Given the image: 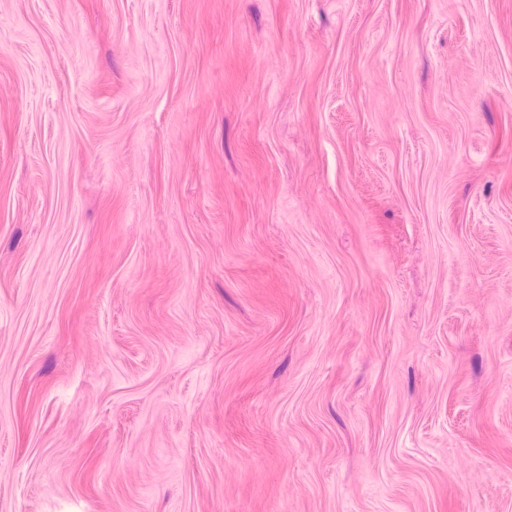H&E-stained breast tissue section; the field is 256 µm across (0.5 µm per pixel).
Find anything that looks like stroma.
I'll return each instance as SVG.
<instances>
[{
  "label": "stroma",
  "instance_id": "obj_1",
  "mask_svg": "<svg viewBox=\"0 0 512 512\" xmlns=\"http://www.w3.org/2000/svg\"><path fill=\"white\" fill-rule=\"evenodd\" d=\"M0 512H512V0H0Z\"/></svg>",
  "mask_w": 512,
  "mask_h": 512
}]
</instances>
